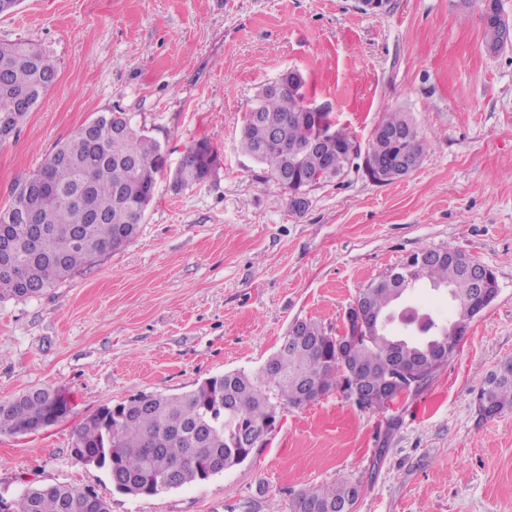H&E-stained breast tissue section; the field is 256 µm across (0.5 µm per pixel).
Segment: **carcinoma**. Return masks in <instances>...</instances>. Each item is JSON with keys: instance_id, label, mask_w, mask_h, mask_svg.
I'll return each mask as SVG.
<instances>
[{"instance_id": "1", "label": "carcinoma", "mask_w": 512, "mask_h": 512, "mask_svg": "<svg viewBox=\"0 0 512 512\" xmlns=\"http://www.w3.org/2000/svg\"><path fill=\"white\" fill-rule=\"evenodd\" d=\"M487 51H500L501 31L492 21H483ZM55 69L46 54L29 42H0V120L13 118L18 127L53 86ZM280 90H260L246 115L241 131V149L260 163L281 189L301 187L317 176L330 182L342 178L354 163L346 147L353 137L336 128L323 145L309 147L314 126L302 112L305 83L290 82L284 74ZM367 151L384 160L390 184L410 174L421 162L426 143L407 112H386L374 126ZM336 161L332 174L327 162ZM218 157L210 141L200 139L186 150L173 177L177 189L192 187L212 178ZM165 150L161 142L132 123L124 112L102 116L98 137L89 140L77 131L57 144L41 167L18 177L11 201L0 209V236L15 239L13 262L23 266L31 283L17 288L0 272V299L32 298L95 263L109 252L122 249L138 234L154 198L158 178L164 173ZM37 189L35 201L44 219V230L28 244L23 225L8 222L20 194ZM82 194L96 211L92 223L84 211L70 205L67 197ZM443 259L419 267L409 266V276L400 287L389 281L369 283L357 295L358 304L375 312L385 323L379 335L357 347L353 365L366 371L372 393L368 407L383 409L396 399L386 391L388 361L404 365L418 356L448 346L447 358L456 353L448 342L456 324L471 313L468 282L460 257L446 248ZM425 281L435 291L444 290L455 305L454 320L441 324L424 314L415 326L410 307H400L405 292ZM340 337L318 322L308 320L303 341L278 363L275 372L257 374L242 370L213 375L180 394L140 392L114 406H104L76 428L73 445L89 448L102 458L112 482L130 487L135 496H153L185 484L206 481L210 476L203 459H220L217 475L244 462L253 447L242 442L249 435L260 437L262 425L277 411L310 402L304 384L319 387L322 394L349 381L338 353ZM481 418L495 419L512 410V360L503 362L480 390ZM71 411L61 392L40 388L13 399L0 400V432L27 434L56 423ZM363 491L358 479H345L302 490L289 504L309 502L322 512L354 507ZM16 512H109L107 504L93 493L71 485L48 483L29 488Z\"/></svg>"}]
</instances>
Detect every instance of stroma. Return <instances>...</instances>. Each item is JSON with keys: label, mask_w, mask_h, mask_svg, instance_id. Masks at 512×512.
<instances>
[{"label": "stroma", "mask_w": 512, "mask_h": 512, "mask_svg": "<svg viewBox=\"0 0 512 512\" xmlns=\"http://www.w3.org/2000/svg\"><path fill=\"white\" fill-rule=\"evenodd\" d=\"M28 41L57 78L0 142V208L19 172L99 113H128L166 147L138 236L42 295L0 299V399L60 390L69 415L0 434V512L65 483L109 512H288L302 489L362 480L353 512H512V410L482 419L475 395L512 359V46L488 52L478 4L387 0H22L0 42ZM295 70L310 103L367 145L383 113H411L428 148L387 185L360 171L296 214L241 152L257 91ZM219 169L174 190L186 149ZM493 270L499 293L420 391L362 409L333 390L281 412L242 464L156 496L115 488L71 455L76 427L139 392L178 393L259 372L291 324L332 334L358 292L423 249Z\"/></svg>", "instance_id": "1"}]
</instances>
